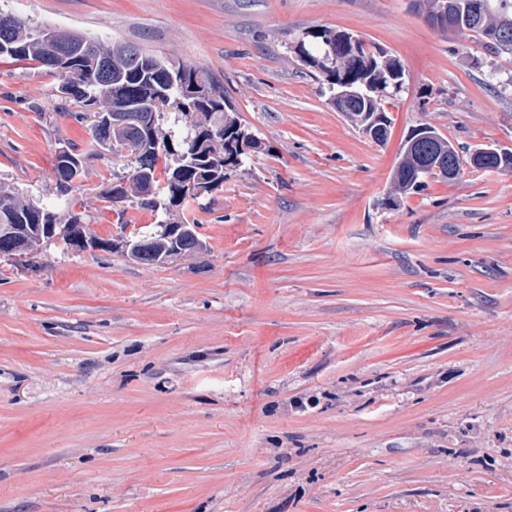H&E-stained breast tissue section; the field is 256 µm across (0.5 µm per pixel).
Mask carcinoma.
Returning a JSON list of instances; mask_svg holds the SVG:
<instances>
[{
  "label": "carcinoma",
  "instance_id": "cac0c4a2",
  "mask_svg": "<svg viewBox=\"0 0 512 512\" xmlns=\"http://www.w3.org/2000/svg\"><path fill=\"white\" fill-rule=\"evenodd\" d=\"M476 0H413L412 7L429 24L442 31L461 37L480 36L493 54H512V0H483L484 14L473 13ZM38 23L28 17L13 16L7 42L10 50L0 57L17 61H30L59 74L67 90L56 103V111L81 124L85 113L71 109L81 104L96 112H123L134 105L151 116L152 140L145 145L139 132L121 127L92 130L96 142L112 148L127 150L134 158L135 169L145 172V180L154 189L182 200L184 182L199 180L217 189L224 184L228 169V144L240 142L247 150L262 149L263 142L241 124L236 110L224 97V85L205 77L200 69L174 63L168 57H159L140 50L141 58L130 56L132 43L112 41L90 35L75 28L53 27L52 43L60 47H74L83 43L93 45L92 54L72 52L61 64L49 52L48 44L35 32ZM344 30L316 28L293 46V52L305 66L324 77L328 100L336 111L364 127L366 112L384 111L383 101L398 93L403 85L405 69L401 62L383 49L368 50L364 42L357 49L342 40ZM345 59L341 67L331 66L327 55ZM184 117L189 127L186 134L174 141L173 135L162 128L164 114ZM433 136L421 141L419 147L400 153L394 172V190L399 194L420 191L410 175L419 169L431 173L429 166L437 151L453 159L459 155L446 137L430 128ZM175 157L174 165L163 168L164 181L157 179L159 153ZM85 155L78 145L70 143L59 149L54 168L57 202L53 205L37 204L26 198L13 185L0 181V226L11 229L10 239H22L24 245L35 248L41 244L37 232L39 224H66L62 240L67 246L82 247L86 225L80 218L60 217V210H71L74 202L69 197L76 175L85 172ZM112 202L133 196L139 207L156 210L155 197L141 184L139 176L132 174L128 186L112 188ZM199 250L200 238L181 226L170 228V223L156 225L149 241L131 248L132 256L140 261H152V253L173 246Z\"/></svg>",
  "mask_w": 512,
  "mask_h": 512
}]
</instances>
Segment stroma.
I'll return each mask as SVG.
<instances>
[{"label": "stroma", "instance_id": "obj_1", "mask_svg": "<svg viewBox=\"0 0 512 512\" xmlns=\"http://www.w3.org/2000/svg\"><path fill=\"white\" fill-rule=\"evenodd\" d=\"M224 83L264 142L222 188L152 212L105 192L126 158L54 109L61 76L0 59V179L57 195L111 249L0 258V512H512V172L393 196L408 133L512 150V55L411 0H0ZM401 61L386 145L291 47L312 28ZM498 71L501 82L488 78ZM206 249L140 262L124 228Z\"/></svg>", "mask_w": 512, "mask_h": 512}]
</instances>
